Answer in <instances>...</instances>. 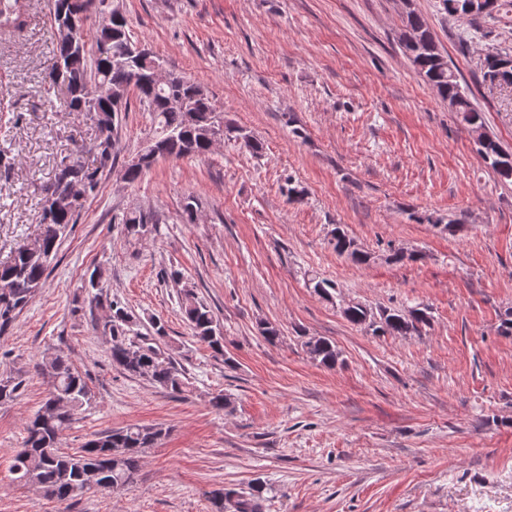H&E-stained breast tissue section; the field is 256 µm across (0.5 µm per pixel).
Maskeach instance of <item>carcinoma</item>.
Instances as JSON below:
<instances>
[{
    "mask_svg": "<svg viewBox=\"0 0 512 512\" xmlns=\"http://www.w3.org/2000/svg\"><path fill=\"white\" fill-rule=\"evenodd\" d=\"M93 0H52L50 15L54 32H59L63 20L72 15L82 19L77 33V44L71 45L56 39L53 64L43 80L48 87L59 86L64 90V110L67 112H94L101 141L108 144L110 160L116 162L119 153L118 112L128 111L129 93L135 92L143 110L151 114L152 136L158 154L142 167L128 166L126 182H137L159 159L205 157L211 152V135L224 133V116L216 111L208 94L201 92L200 82L180 74L169 73L166 84H157L150 71L154 54L137 59L131 55V46L138 43L123 20L111 28H88L92 16ZM443 10L450 16L477 20L499 10V0H484L488 10L474 13L465 6L450 7L453 0H441ZM406 11L398 41L420 77L437 89L441 98L457 105L464 122L472 127L483 126V115L471 102L462 88L459 77L448 65L429 26L410 0H405ZM480 74L485 84H511L512 66L501 71L484 57L480 60ZM105 84L121 91L119 109L102 98L89 97L95 85ZM171 96H180L186 107L169 105ZM241 148L254 157L264 153V144L242 129L236 130ZM484 161L500 180L512 182V151L502 148L493 137L477 148ZM104 168L92 163L66 164L56 169L53 178L43 189L41 215L51 214V223H41L38 235L41 245L31 248L23 245L16 249L9 260L0 262V334L6 332L17 315L34 299L41 288L50 260L58 250V242L70 224L77 223L83 204L63 198L61 184L64 179H84L91 187H100ZM159 223L158 215L142 208L127 211L121 224L132 237H142ZM330 244L336 253L359 265L373 259L371 253L359 249L341 226ZM307 287L319 297L332 301L337 294L336 285L325 278L311 276ZM180 312L192 330L193 337L206 344L212 352L224 357V333L213 312L201 302L191 288L182 290ZM343 316L353 325L362 327L373 336H419L430 325L429 308L413 307L407 311L383 309L377 313L360 303L341 307ZM133 317L118 300L108 304V316L103 322V332L111 343L112 364L131 376L147 379L179 397L189 389L185 373L176 366L172 355L164 351L161 340L167 336L165 324L152 321V335L130 337ZM301 347L314 362L333 368L341 361L336 344L325 337H307ZM42 373L49 379V388L40 410L26 424L24 448L14 458L11 473L15 480L33 486L47 497L67 502L83 492L84 485L93 481L110 491L134 484L139 471L141 450L158 444L167 429L161 425H129L101 433L86 442L80 452L67 454L59 449L62 428L89 403L91 396L82 374L68 359L57 354H46L41 362ZM24 387L23 380L14 377L0 379V403L14 400ZM264 487L257 484L244 495L234 489L213 491L211 500L215 512H260Z\"/></svg>",
    "mask_w": 512,
    "mask_h": 512,
    "instance_id": "1",
    "label": "carcinoma"
}]
</instances>
